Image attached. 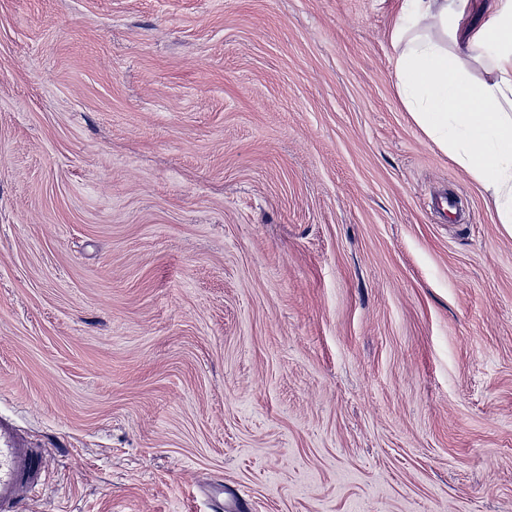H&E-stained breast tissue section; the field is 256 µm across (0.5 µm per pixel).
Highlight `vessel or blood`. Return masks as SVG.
I'll return each mask as SVG.
<instances>
[{
    "instance_id": "1",
    "label": "vessel or blood",
    "mask_w": 512,
    "mask_h": 512,
    "mask_svg": "<svg viewBox=\"0 0 512 512\" xmlns=\"http://www.w3.org/2000/svg\"><path fill=\"white\" fill-rule=\"evenodd\" d=\"M43 469V449L27 444L9 420L0 417V512H12L35 490Z\"/></svg>"
}]
</instances>
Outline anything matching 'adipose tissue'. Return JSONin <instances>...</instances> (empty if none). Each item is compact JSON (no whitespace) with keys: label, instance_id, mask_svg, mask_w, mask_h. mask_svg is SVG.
<instances>
[{"label":"adipose tissue","instance_id":"adipose-tissue-1","mask_svg":"<svg viewBox=\"0 0 512 512\" xmlns=\"http://www.w3.org/2000/svg\"><path fill=\"white\" fill-rule=\"evenodd\" d=\"M469 0H401L398 95L415 123L490 195L512 230V0L470 24Z\"/></svg>","mask_w":512,"mask_h":512}]
</instances>
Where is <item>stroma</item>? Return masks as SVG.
I'll use <instances>...</instances> for the list:
<instances>
[{
	"label": "stroma",
	"instance_id": "35a3bbf8",
	"mask_svg": "<svg viewBox=\"0 0 512 512\" xmlns=\"http://www.w3.org/2000/svg\"><path fill=\"white\" fill-rule=\"evenodd\" d=\"M399 4L0 0L19 512H512V232Z\"/></svg>",
	"mask_w": 512,
	"mask_h": 512
}]
</instances>
